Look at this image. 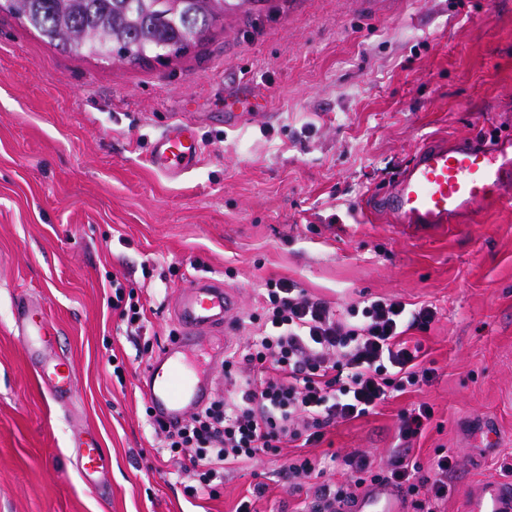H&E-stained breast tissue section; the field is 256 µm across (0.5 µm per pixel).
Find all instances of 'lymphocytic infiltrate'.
<instances>
[{"label": "lymphocytic infiltrate", "mask_w": 512, "mask_h": 512, "mask_svg": "<svg viewBox=\"0 0 512 512\" xmlns=\"http://www.w3.org/2000/svg\"><path fill=\"white\" fill-rule=\"evenodd\" d=\"M436 316L432 305L385 297L341 314L288 279H267L260 309L249 317L254 334L221 365L230 395L215 398L180 427L162 424L157 432L196 469L197 494L212 492L226 470L319 443L333 424L373 414L389 398L428 383L434 371L411 334L429 331ZM431 416L424 403L401 413L388 461L348 455L336 481L322 480L317 460L285 461L282 474L292 492L307 497L300 512H342L368 483L405 490L416 512H438L457 461L440 456L432 475H420L412 453Z\"/></svg>", "instance_id": "1"}]
</instances>
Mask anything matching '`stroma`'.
I'll list each match as a JSON object with an SVG mask.
<instances>
[{
  "mask_svg": "<svg viewBox=\"0 0 512 512\" xmlns=\"http://www.w3.org/2000/svg\"><path fill=\"white\" fill-rule=\"evenodd\" d=\"M235 97L251 105L228 129ZM174 123L204 153L171 178L147 156ZM507 133L512 0H267L137 64L62 52L0 12V512H232L257 482L258 512H294L281 460L198 498L155 433L142 374L181 331L177 289L198 278L233 290L239 317L281 277L342 308L433 303L436 323L415 335L433 381L330 427L311 453L328 477L348 452L386 455L400 413L425 402L422 475L439 450L459 461L441 512L512 481V198L421 236L361 211L429 140ZM116 281L144 306L142 337L112 307ZM22 304L71 361L67 401L26 356ZM87 440L111 460L97 487L76 460Z\"/></svg>",
  "mask_w": 512,
  "mask_h": 512,
  "instance_id": "1",
  "label": "stroma"
}]
</instances>
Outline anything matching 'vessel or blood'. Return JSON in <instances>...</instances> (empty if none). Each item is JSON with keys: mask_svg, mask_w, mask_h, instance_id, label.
Listing matches in <instances>:
<instances>
[{"mask_svg": "<svg viewBox=\"0 0 512 512\" xmlns=\"http://www.w3.org/2000/svg\"><path fill=\"white\" fill-rule=\"evenodd\" d=\"M202 152L191 126L170 125L154 141L149 162L158 172L177 177L190 170ZM512 191V159L492 142L468 137L420 147L411 164L385 193L373 196L372 210L396 223L426 232L442 224H455L472 213L501 202ZM236 308L233 292L211 279L178 290L175 309L183 327L178 344L168 347L148 366L143 393L154 417L173 424L201 409L215 396L214 375L188 370L186 354L207 336L222 331L225 318ZM15 328L27 339V353L45 388L56 400L71 392L72 366L63 358L46 355L49 328L27 311H19ZM79 466L85 479L105 468L94 447L83 448ZM354 512H405L398 494L383 488L364 492ZM467 512H512V483L487 481L467 499Z\"/></svg>", "mask_w": 512, "mask_h": 512, "instance_id": "1", "label": "vessel or blood"}]
</instances>
